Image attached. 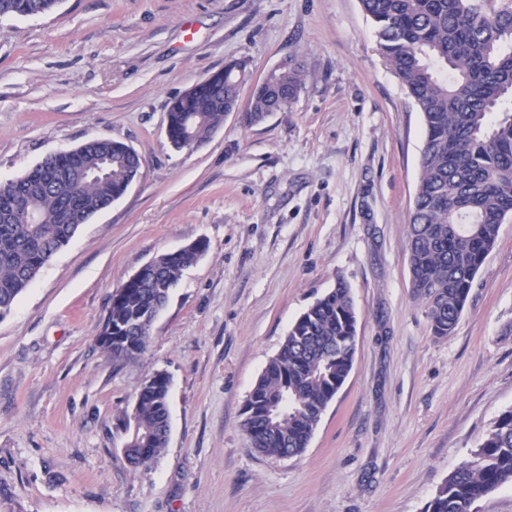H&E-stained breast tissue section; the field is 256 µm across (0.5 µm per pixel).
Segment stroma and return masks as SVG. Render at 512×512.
<instances>
[{
    "label": "stroma",
    "mask_w": 512,
    "mask_h": 512,
    "mask_svg": "<svg viewBox=\"0 0 512 512\" xmlns=\"http://www.w3.org/2000/svg\"><path fill=\"white\" fill-rule=\"evenodd\" d=\"M287 57L303 88L248 125L254 86ZM233 59L249 69L236 111L199 148H172L171 102ZM90 139L142 167L0 319V512H422L512 408V220L453 334L433 336L405 247L421 115L359 0L0 16V183ZM199 239L145 352L112 361L97 337L113 292ZM340 277L358 311L352 369L301 455H262L245 400ZM156 371L171 379L168 445L134 468L122 421Z\"/></svg>",
    "instance_id": "35a3bbf8"
}]
</instances>
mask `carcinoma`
<instances>
[{"mask_svg":"<svg viewBox=\"0 0 512 512\" xmlns=\"http://www.w3.org/2000/svg\"><path fill=\"white\" fill-rule=\"evenodd\" d=\"M380 51L404 82L422 117L419 176L406 250L414 296L423 300L433 335H451L474 279L512 215V0H360ZM55 0H0V14L30 16ZM246 63L230 61L176 98L167 113L180 148L185 123L203 136L235 110ZM303 85V66L285 59L256 88L248 123L281 112ZM140 161L130 147L101 139L76 153L41 162L0 183V318L40 271L113 198L122 195ZM26 196L39 224H22L11 202ZM202 242L161 254L138 281L112 297L99 333L115 362L137 359L148 337L138 323L165 304L183 271L206 251ZM358 312L348 284L336 285L291 325L278 354L248 394L242 427L253 447L276 458L303 453L354 360ZM169 377L155 372L141 384L124 430L135 431L127 459H156L165 431ZM512 483V408L448 474L424 512H472V505Z\"/></svg>","mask_w":512,"mask_h":512,"instance_id":"cac0c4a2","label":"carcinoma"}]
</instances>
